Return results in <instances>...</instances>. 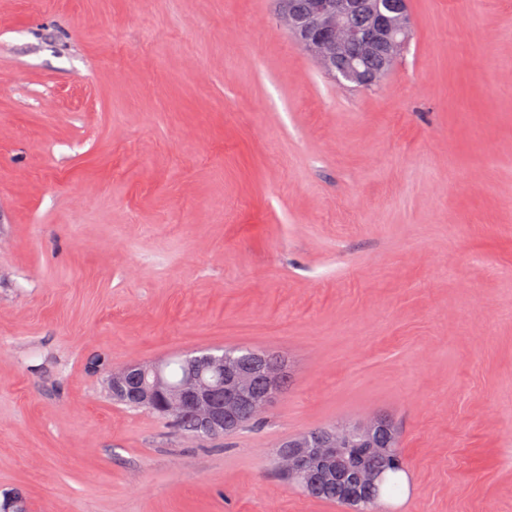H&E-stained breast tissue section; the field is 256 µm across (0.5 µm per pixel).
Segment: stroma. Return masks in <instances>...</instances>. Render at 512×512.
<instances>
[{
	"mask_svg": "<svg viewBox=\"0 0 512 512\" xmlns=\"http://www.w3.org/2000/svg\"><path fill=\"white\" fill-rule=\"evenodd\" d=\"M374 89L275 0H0V499L351 512L275 450L379 416L374 512H512V0H409ZM282 354L260 424L190 439L105 378Z\"/></svg>",
	"mask_w": 512,
	"mask_h": 512,
	"instance_id": "1",
	"label": "stroma"
}]
</instances>
